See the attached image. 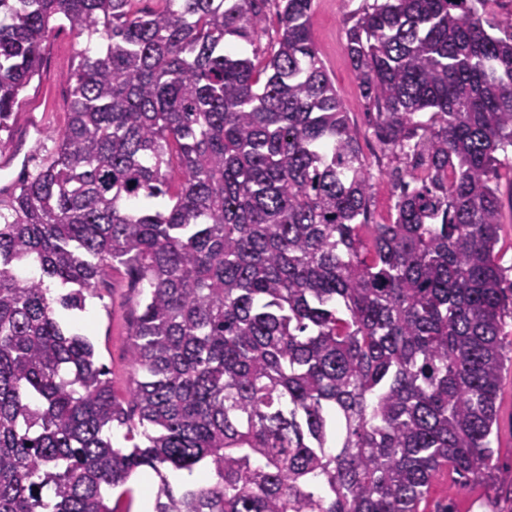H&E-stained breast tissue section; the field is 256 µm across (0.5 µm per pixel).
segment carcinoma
<instances>
[{
	"label": "carcinoma",
	"mask_w": 512,
	"mask_h": 512,
	"mask_svg": "<svg viewBox=\"0 0 512 512\" xmlns=\"http://www.w3.org/2000/svg\"><path fill=\"white\" fill-rule=\"evenodd\" d=\"M135 2L0 0V132L51 22L86 38L52 160L0 207V512H120L109 492L143 468L153 512H420L440 470L480 477L512 287L496 251L512 12L353 15L373 135L405 163L395 214L370 224L312 0H281L261 56L265 0ZM118 267L139 296L126 399L59 312ZM202 465L174 491L169 473Z\"/></svg>",
	"instance_id": "1"
}]
</instances>
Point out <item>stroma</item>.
<instances>
[{
	"label": "stroma",
	"instance_id": "35a3bbf8",
	"mask_svg": "<svg viewBox=\"0 0 512 512\" xmlns=\"http://www.w3.org/2000/svg\"><path fill=\"white\" fill-rule=\"evenodd\" d=\"M364 0H312L313 39L329 78L342 96L349 120L367 142L364 152L372 176V211L375 221L389 218L393 188L387 176L395 163L371 138L369 116L346 54L345 29L351 13ZM83 41L70 29L54 30L47 42L40 74L24 90L8 132L0 134V149L11 152L25 141L32 166H39L52 154L55 140L65 130L71 99V74L78 63L77 51ZM135 293L127 286L123 270H114L105 287L87 298L84 311H75L71 321L90 322V338L100 363L109 372L118 396H126L132 379L128 353V327L135 306ZM506 364L499 397V413L492 443L495 449L488 475L479 481L447 473L433 484L425 504L426 512L448 507L449 512H512V313L505 318L501 334Z\"/></svg>",
	"mask_w": 512,
	"mask_h": 512
}]
</instances>
